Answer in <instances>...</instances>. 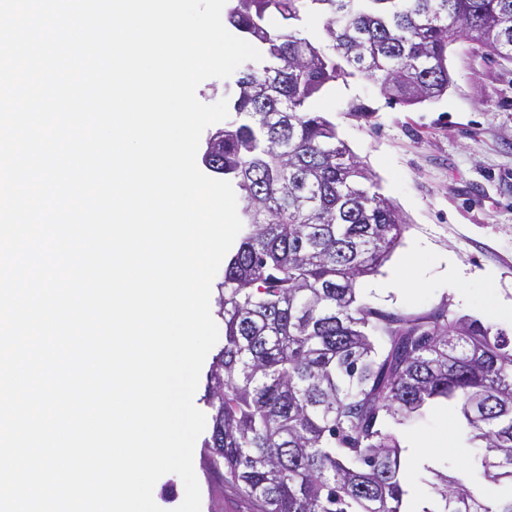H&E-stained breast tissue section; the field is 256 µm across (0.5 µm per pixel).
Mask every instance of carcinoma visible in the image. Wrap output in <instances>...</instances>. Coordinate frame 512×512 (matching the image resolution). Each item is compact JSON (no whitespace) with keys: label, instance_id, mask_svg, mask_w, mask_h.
I'll return each instance as SVG.
<instances>
[{"label":"carcinoma","instance_id":"obj_1","mask_svg":"<svg viewBox=\"0 0 512 512\" xmlns=\"http://www.w3.org/2000/svg\"><path fill=\"white\" fill-rule=\"evenodd\" d=\"M312 9L325 15L326 51L301 36ZM224 20L268 61L224 84L235 118L203 154L245 202L216 300L224 346L207 373L210 467L255 512H405L388 425L444 398L481 451L465 478L436 474L443 512H512V499L493 508L473 491L483 480L512 487V337L446 303L415 314L359 298L357 281L379 271L408 224L371 191L336 126L307 108L355 76L391 104L436 101L459 40L512 62V0H229Z\"/></svg>","mask_w":512,"mask_h":512}]
</instances>
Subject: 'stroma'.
<instances>
[{
	"mask_svg": "<svg viewBox=\"0 0 512 512\" xmlns=\"http://www.w3.org/2000/svg\"><path fill=\"white\" fill-rule=\"evenodd\" d=\"M452 83L442 99L404 107L389 104L377 82L339 80L317 97L339 139L370 169L384 197L409 228L378 274L359 281L361 300L385 309L421 313L447 302L512 336V321H491V301L512 300V63L448 48ZM425 249L419 282L395 293L377 290L413 245ZM449 253L471 274L468 296L449 288L438 256ZM204 439L193 465L201 512H251L207 466Z\"/></svg>",
	"mask_w": 512,
	"mask_h": 512,
	"instance_id": "obj_1",
	"label": "stroma"
}]
</instances>
